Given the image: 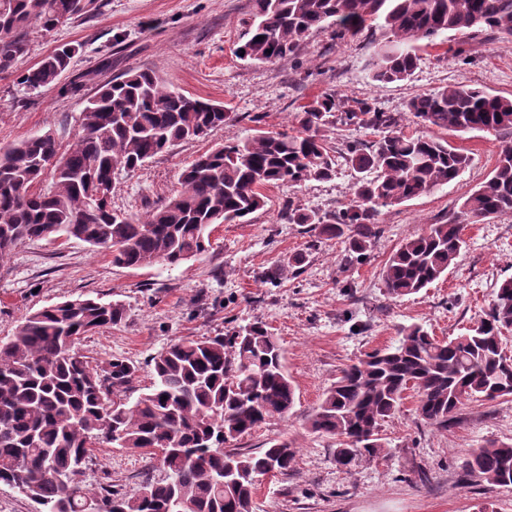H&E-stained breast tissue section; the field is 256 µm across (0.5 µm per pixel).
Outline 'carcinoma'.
I'll list each match as a JSON object with an SVG mask.
<instances>
[{
    "label": "carcinoma",
    "mask_w": 512,
    "mask_h": 512,
    "mask_svg": "<svg viewBox=\"0 0 512 512\" xmlns=\"http://www.w3.org/2000/svg\"><path fill=\"white\" fill-rule=\"evenodd\" d=\"M81 0H0V73L26 55L22 31L35 21L49 32L61 17L84 13ZM338 39L380 31L371 57L376 82L404 81L420 62L418 42L437 45L450 32L488 30L512 38V0H253L241 59L276 62L296 56L314 30ZM262 40H257V37ZM79 48L65 44L21 77L28 89L58 84ZM407 110L422 130L408 132L391 112L367 99L325 92L300 107L291 133L259 131L199 154L179 188L143 214L112 207L110 183L172 147L208 135L230 120L228 108L167 87L149 68L127 70L98 85L80 112V132L62 147L52 131L37 132L0 153V263L19 244L65 236L112 254L127 268L176 266L210 245V227L246 222L266 207L267 185L329 181L338 159L360 173L348 206L330 216L288 202L290 224H311L348 243L361 259L381 233L382 209L427 195L469 166L468 154L432 133L485 131L501 148L489 178L464 200L460 219L432 224L405 240L382 271L388 295L419 292L448 273L464 239L461 221L512 214V97L449 86L412 98ZM338 122L371 130L338 157L324 128ZM51 183L40 187L45 174ZM119 301L66 300L25 316L0 342V484L28 496L44 512H253L264 477L286 474L296 449L273 438L252 452L226 444L288 416L295 387L281 347L255 322L225 336L170 344L150 361L148 391L130 400L139 367L114 358L104 373L78 345L97 329L119 325ZM512 332V278L494 288L485 317L466 332L439 340L420 325L401 329L397 344L342 368L309 420L336 441V465L347 470L384 452L382 423L395 417L404 394H417L428 425L448 430L465 400L512 395L503 348ZM105 444L142 454L161 478L129 492L105 481L94 488L61 482ZM512 481V442L489 441L469 451L462 480Z\"/></svg>",
    "instance_id": "obj_1"
}]
</instances>
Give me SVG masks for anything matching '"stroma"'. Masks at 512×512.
I'll list each match as a JSON object with an SVG mask.
<instances>
[{
    "label": "stroma",
    "mask_w": 512,
    "mask_h": 512,
    "mask_svg": "<svg viewBox=\"0 0 512 512\" xmlns=\"http://www.w3.org/2000/svg\"><path fill=\"white\" fill-rule=\"evenodd\" d=\"M251 11L252 0H95L90 12L52 32L31 24L27 54L0 73V149L48 130L70 144L85 100L110 75L130 69L151 68L172 89L229 107L230 122L205 139L117 175L114 208L142 213L177 189L180 171L198 154L259 128L291 131L295 112L331 89L404 120L411 98L448 86L512 96V40L448 32L443 47L423 50L410 79L378 83L369 68L372 42L339 43L327 29L311 33L295 57L240 60L235 49ZM66 43L80 51L57 86L30 91L19 83ZM447 139L469 154V167L430 194L383 209L384 232L360 261L350 259L341 241L281 218L290 200L327 215L346 207L356 173L343 163L328 181L266 187L265 209L243 224L213 225L207 250L175 267H116L111 255L74 238L20 244L0 264V341L26 315L57 302L121 301L126 322L84 336L79 349L100 371L115 357L138 364L130 389L135 398L151 382V358L172 342L261 322L279 341L296 401L288 418L269 421L236 445L255 449L278 437L298 454L288 473L263 480L259 512H512V487L461 483L471 449L512 442V396L466 401L440 431L421 420L417 395L407 391L399 413L380 430L384 457L349 472L333 460L334 440L307 429L346 364L395 344L399 329L413 323L440 340L463 333L483 317L495 286L512 277V215H502L463 226L466 246L447 276L400 299L386 292L382 270L389 256L406 238L455 218L492 171L501 146L498 136L482 131L451 132ZM147 470L139 453L106 447L95 450L82 479L93 486L108 477L130 491ZM423 472L428 482L420 481Z\"/></svg>",
    "instance_id": "1"
}]
</instances>
